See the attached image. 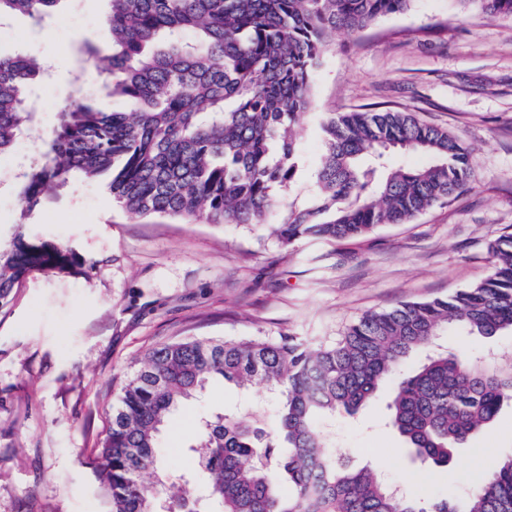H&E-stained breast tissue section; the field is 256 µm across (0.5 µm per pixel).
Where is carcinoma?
<instances>
[{"label":"carcinoma","instance_id":"1","mask_svg":"<svg viewBox=\"0 0 512 512\" xmlns=\"http://www.w3.org/2000/svg\"><path fill=\"white\" fill-rule=\"evenodd\" d=\"M59 0H0V17L39 24ZM108 66L83 64L129 112L80 100L58 113L55 135L19 176L23 214L46 188L79 173L107 180L130 217L166 214L188 223L266 225L283 207L278 191L297 172L298 130L313 75L331 35H356L410 9L412 0H110ZM512 16V0H457ZM43 66L27 54L0 55V155L36 125L30 98ZM318 203L291 212L271 233L283 249L316 239L352 240L383 224H406L475 180L473 149L451 131L402 111L345 112L322 122ZM394 152L424 154V166L397 165ZM490 274L445 299L370 311L331 342L295 336L187 338L146 352L120 383L93 471L107 512H512V453L464 499L420 500L353 470L328 451L319 421L355 413L394 384L392 428L409 452L443 467L512 400V362L432 350L397 371L451 328L490 338L512 334V233L489 244ZM75 253L21 231L0 246V308L35 270L72 273ZM214 377L262 384L279 396L278 440L256 421H203L190 451L191 475L158 469V439L171 413ZM288 482L283 492L279 478Z\"/></svg>","mask_w":512,"mask_h":512}]
</instances>
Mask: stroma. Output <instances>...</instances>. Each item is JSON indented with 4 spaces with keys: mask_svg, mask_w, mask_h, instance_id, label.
<instances>
[{
    "mask_svg": "<svg viewBox=\"0 0 512 512\" xmlns=\"http://www.w3.org/2000/svg\"><path fill=\"white\" fill-rule=\"evenodd\" d=\"M108 0H60L41 25L0 19V53L48 61L67 47L36 100L35 128L0 156V243L15 229L67 246L78 274L31 272L0 309V512H106L88 464L107 426L124 372L148 350L188 337L293 335L330 341L364 312L445 297L481 282L488 245L512 232V16L459 9L455 0H414L360 35L342 34L317 69L298 142V170L285 209L315 200L331 112L398 110L455 132L474 150L476 180L451 202L407 224H385L355 241L304 240L281 249L268 229L133 219L104 181L50 188L22 217L16 177L29 147L49 139L54 108L80 75L87 48L111 41ZM448 352L487 351L512 360V335L485 339L452 330ZM391 387L355 414L325 419L338 457L377 467L388 484L429 498L465 497L512 451V403L493 426L436 469L414 458L388 425ZM278 396L261 385L212 379L170 418L159 459L170 474L193 466L202 418L234 413L278 426Z\"/></svg>",
    "mask_w": 512,
    "mask_h": 512,
    "instance_id": "obj_1",
    "label": "stroma"
}]
</instances>
